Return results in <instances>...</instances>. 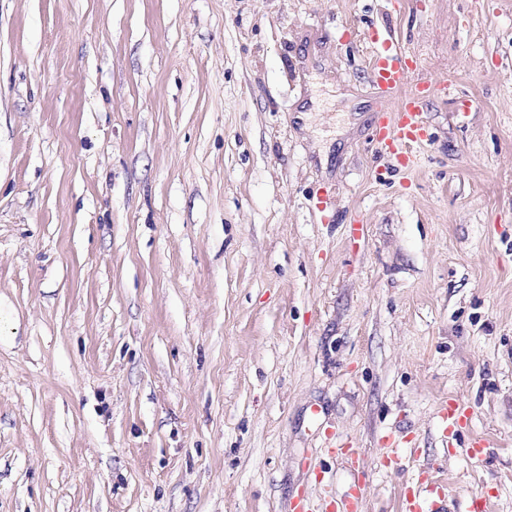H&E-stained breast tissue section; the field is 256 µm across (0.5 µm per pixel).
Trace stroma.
<instances>
[{
	"instance_id": "obj_1",
	"label": "stroma",
	"mask_w": 512,
	"mask_h": 512,
	"mask_svg": "<svg viewBox=\"0 0 512 512\" xmlns=\"http://www.w3.org/2000/svg\"><path fill=\"white\" fill-rule=\"evenodd\" d=\"M374 32L456 78L407 168ZM423 471L512 512V0H0V512H400ZM439 426L444 433L452 435L454 432L466 428L469 423L470 414L465 404L448 398L438 405Z\"/></svg>"
}]
</instances>
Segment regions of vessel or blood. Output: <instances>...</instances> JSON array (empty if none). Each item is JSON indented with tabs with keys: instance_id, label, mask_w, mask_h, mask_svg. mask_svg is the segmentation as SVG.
<instances>
[{
	"instance_id": "vessel-or-blood-1",
	"label": "vessel or blood",
	"mask_w": 512,
	"mask_h": 512,
	"mask_svg": "<svg viewBox=\"0 0 512 512\" xmlns=\"http://www.w3.org/2000/svg\"><path fill=\"white\" fill-rule=\"evenodd\" d=\"M415 68V61L399 43L389 38L380 40L372 62V83L380 109L371 141L403 167L412 162L411 146L430 140L425 118L429 100L437 90L447 91L453 85L449 78L437 86L422 78L411 80ZM469 419L468 408L458 400L448 398L438 406L439 426L444 433L466 428ZM428 490L431 498L427 501L417 492H409L402 504V512H448L444 486L432 484Z\"/></svg>"
}]
</instances>
